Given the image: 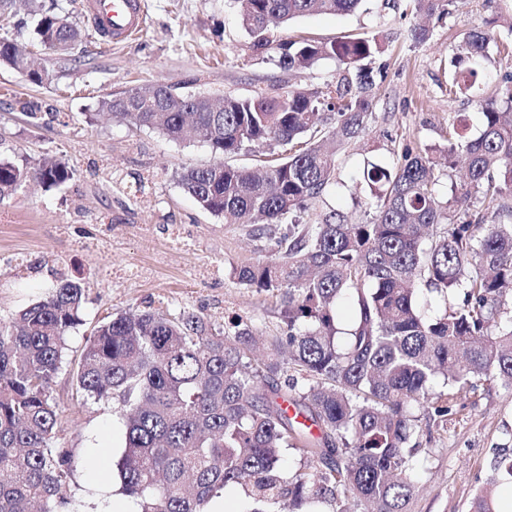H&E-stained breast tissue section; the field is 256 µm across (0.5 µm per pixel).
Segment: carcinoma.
Returning a JSON list of instances; mask_svg holds the SVG:
<instances>
[{"instance_id": "cac0c4a2", "label": "carcinoma", "mask_w": 512, "mask_h": 512, "mask_svg": "<svg viewBox=\"0 0 512 512\" xmlns=\"http://www.w3.org/2000/svg\"><path fill=\"white\" fill-rule=\"evenodd\" d=\"M237 2L255 55L272 52L289 71L334 58L343 66L336 81L220 101L157 84L104 97L98 108L174 141L201 138L215 160L175 171L183 190L225 223L251 225L257 238L281 228L269 255L232 274L275 299L283 335L263 360L242 320L223 332L186 311L121 313L94 328L71 365L66 340L85 300L71 279L0 319V512H57L66 503L72 454L58 443L51 384L67 366L76 396L125 417L117 472L138 512H206L229 485L254 512L319 504L348 512L351 500L361 512H406L422 417L448 416L449 404L482 381L512 389V74L494 95L472 96L483 118L478 136L459 119L444 147L407 144L392 166L367 162L361 178L375 202L366 219L331 212L303 224L300 214L332 184L337 153L369 130L376 83L363 61L380 45L367 36L275 45L265 36L273 20L349 14L362 0ZM411 2L418 14L448 13V0ZM33 15L36 39L49 49L63 53L85 38L53 13ZM492 43L512 55V10L466 32L448 94L482 82ZM20 55L0 35V64L15 69ZM57 77L49 62L28 75L36 85ZM255 144L267 150L255 166L224 163ZM441 155L446 167L466 168L447 196ZM72 176L57 160L21 169L0 158V203L28 179L57 185ZM424 292L443 300L441 314L421 312ZM290 450L299 456L293 471L283 466ZM471 512H497L489 490Z\"/></svg>"}]
</instances>
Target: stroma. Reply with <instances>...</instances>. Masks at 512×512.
Returning <instances> with one entry per match:
<instances>
[{"label":"stroma","instance_id":"obj_1","mask_svg":"<svg viewBox=\"0 0 512 512\" xmlns=\"http://www.w3.org/2000/svg\"><path fill=\"white\" fill-rule=\"evenodd\" d=\"M145 3L142 33L109 48L97 36L72 45L57 59V84H32L0 64V156L22 168L53 157L74 172L59 186L24 183L0 204V318L47 296L60 278L82 281L83 322L68 338L72 361L101 318L128 311L185 310L220 329L240 316L267 343L281 333L273 298L244 288L231 274L232 266L263 259L270 240L203 210L175 178L180 168L212 162L209 146L96 117L99 100L157 83L214 98L246 97L259 88L278 95L320 88L339 68L326 58L288 71L275 55L253 56L233 0ZM498 8V0H450L447 15L431 20L422 42L412 37L417 19L410 0H366L354 13L270 28L275 42L298 35L329 42L360 33L381 44L375 117L363 140L338 153L334 183L306 211L308 223L332 211L351 221L363 218L369 190L357 180L364 160L394 163L406 143L444 145L455 115L478 135L481 114L468 96H449L448 76L464 32ZM25 103L41 112L38 124L24 115ZM106 225L112 228L106 242L86 248ZM52 392L65 428L60 442L73 456L66 512H109L119 495L112 473L124 447L123 423L110 406L77 400L68 372L57 375ZM510 453L512 391L481 385L458 398L447 418L423 424L418 455L425 471L407 512H469L479 489H511L512 480L494 469L497 457Z\"/></svg>","mask_w":512,"mask_h":512}]
</instances>
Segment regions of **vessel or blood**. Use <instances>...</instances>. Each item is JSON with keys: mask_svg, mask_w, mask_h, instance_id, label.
<instances>
[{"mask_svg": "<svg viewBox=\"0 0 512 512\" xmlns=\"http://www.w3.org/2000/svg\"><path fill=\"white\" fill-rule=\"evenodd\" d=\"M84 6L94 29L110 44L134 38L147 24L143 0H85Z\"/></svg>", "mask_w": 512, "mask_h": 512, "instance_id": "vessel-or-blood-1", "label": "vessel or blood"}]
</instances>
